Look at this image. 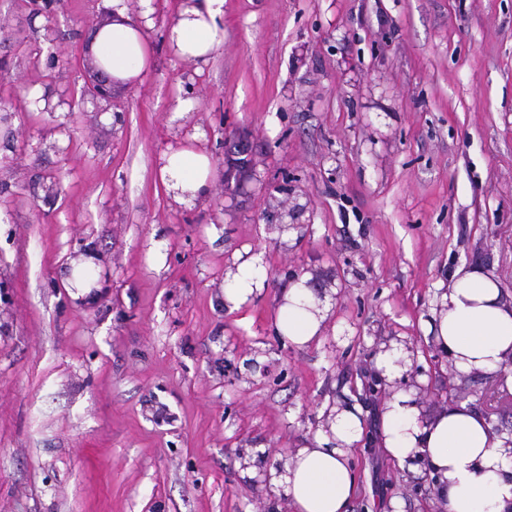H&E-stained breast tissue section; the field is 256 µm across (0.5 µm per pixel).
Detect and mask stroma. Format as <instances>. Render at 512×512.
Segmentation results:
<instances>
[{"label":"stroma","instance_id":"35a3bbf8","mask_svg":"<svg viewBox=\"0 0 512 512\" xmlns=\"http://www.w3.org/2000/svg\"><path fill=\"white\" fill-rule=\"evenodd\" d=\"M153 6L148 65L103 111L82 59L112 0H0V512H291L260 470L336 406L376 436L389 346L423 418L497 388L511 425L512 389L425 325L463 268L512 301V0H225L204 63L165 42L184 0ZM187 147L213 163L191 205L158 172ZM250 259L264 284L229 309ZM300 280L329 307L305 347L274 329ZM354 460L351 512H444L379 446ZM408 353H397V351H383L378 354L375 361V369L380 378L385 383L400 379L409 370L411 360ZM399 358H403V364L398 363Z\"/></svg>","mask_w":512,"mask_h":512}]
</instances>
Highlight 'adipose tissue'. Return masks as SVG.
Segmentation results:
<instances>
[{"label": "adipose tissue", "instance_id": "ef3b65f1", "mask_svg": "<svg viewBox=\"0 0 512 512\" xmlns=\"http://www.w3.org/2000/svg\"><path fill=\"white\" fill-rule=\"evenodd\" d=\"M126 0H112V24L102 28L95 48L99 62L118 83L138 77L148 63L144 31L127 15ZM224 0H193L167 31V41L183 58L206 62L218 45L217 20ZM160 178L180 204L206 196L211 188L209 156L194 149L162 154ZM265 279L264 267L244 261L224 288L233 308L247 303ZM328 312L304 282H296L279 307L274 325L290 344L304 346L319 335ZM433 342L464 373H497L512 354V302H506L495 277L477 269L458 270L441 297L434 318ZM365 428L357 407H334L330 424L295 448L285 472H271L269 482L284 495L293 512H350L358 492L352 462L354 446ZM507 434L492 426L468 404L454 402L425 421L412 391L387 397L377 443L399 466L424 456L441 476L433 486L444 512H507L512 507V463L502 450Z\"/></svg>", "mask_w": 512, "mask_h": 512}]
</instances>
